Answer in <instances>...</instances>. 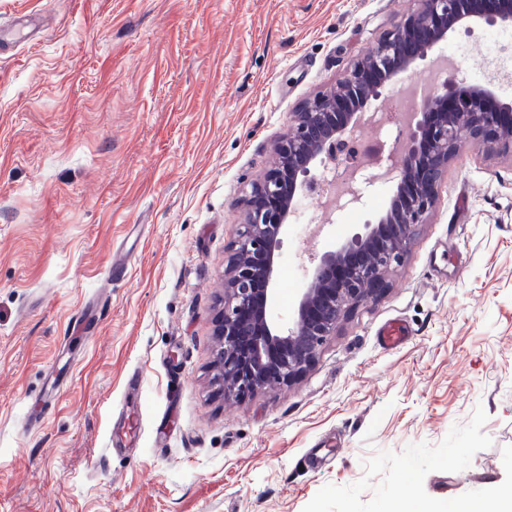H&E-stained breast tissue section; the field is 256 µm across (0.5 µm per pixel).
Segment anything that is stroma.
Segmentation results:
<instances>
[{"label": "stroma", "mask_w": 512, "mask_h": 512, "mask_svg": "<svg viewBox=\"0 0 512 512\" xmlns=\"http://www.w3.org/2000/svg\"><path fill=\"white\" fill-rule=\"evenodd\" d=\"M412 6L0 0V28L38 19L0 53V512H455L512 488L511 154L464 147L404 263L300 379L238 401L213 379L243 192ZM477 37L448 38L459 85ZM358 188L359 222L337 202L281 258L312 270L393 193ZM88 303L97 331L71 339ZM392 319L406 341L386 349Z\"/></svg>", "instance_id": "1"}]
</instances>
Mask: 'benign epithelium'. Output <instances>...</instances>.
Returning a JSON list of instances; mask_svg holds the SVG:
<instances>
[{
  "instance_id": "benign-epithelium-1",
  "label": "benign epithelium",
  "mask_w": 512,
  "mask_h": 512,
  "mask_svg": "<svg viewBox=\"0 0 512 512\" xmlns=\"http://www.w3.org/2000/svg\"><path fill=\"white\" fill-rule=\"evenodd\" d=\"M414 2L336 88L302 105L273 146L276 166L244 198L216 331L217 381L226 397L242 398L301 376L348 311L373 298L386 273L405 260L416 228L435 208L441 177L462 146L460 116L483 155H498L512 144V101L499 99L492 84L463 89L434 78L422 111L413 113L404 131L402 147L389 158L396 191L377 223L321 256L300 289L287 330L268 319L282 237L294 202L317 188V167L352 138L373 102L397 85V76L415 70L450 34L512 24V0Z\"/></svg>"
}]
</instances>
